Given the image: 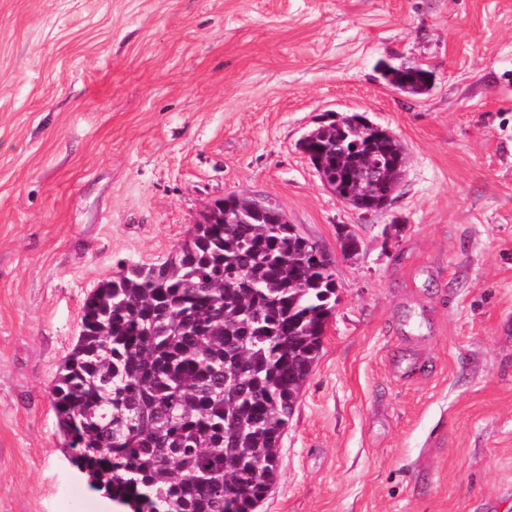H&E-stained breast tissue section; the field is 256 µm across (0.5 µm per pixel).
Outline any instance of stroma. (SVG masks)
<instances>
[{"mask_svg":"<svg viewBox=\"0 0 512 512\" xmlns=\"http://www.w3.org/2000/svg\"><path fill=\"white\" fill-rule=\"evenodd\" d=\"M333 112L406 146L385 209L300 150ZM231 194L338 284L260 512H512V0H0V512H113L51 402L83 298ZM377 68L380 70L385 81L393 88L399 89L402 93L422 95L431 88L427 82L431 72L420 66L403 68V66L395 67L388 63H380Z\"/></svg>","mask_w":512,"mask_h":512,"instance_id":"1","label":"stroma"}]
</instances>
